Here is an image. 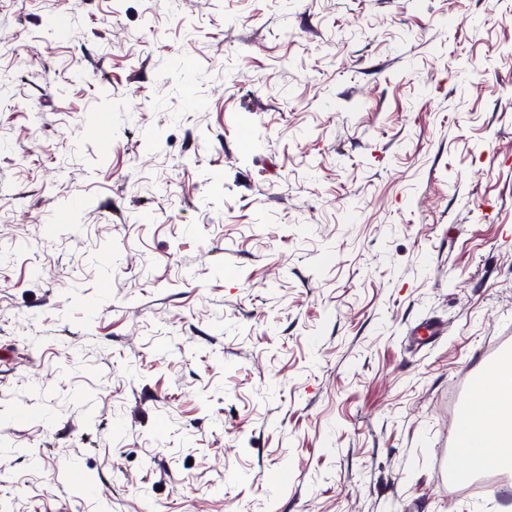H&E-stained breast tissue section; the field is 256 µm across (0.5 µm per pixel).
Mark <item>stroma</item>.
I'll return each mask as SVG.
<instances>
[{
    "instance_id": "1",
    "label": "stroma",
    "mask_w": 512,
    "mask_h": 512,
    "mask_svg": "<svg viewBox=\"0 0 512 512\" xmlns=\"http://www.w3.org/2000/svg\"><path fill=\"white\" fill-rule=\"evenodd\" d=\"M0 76L9 512L512 504V0H0ZM492 410L489 411V405ZM456 444L472 467L512 469V362L490 372L484 390L456 429ZM454 458L451 470L459 468Z\"/></svg>"
}]
</instances>
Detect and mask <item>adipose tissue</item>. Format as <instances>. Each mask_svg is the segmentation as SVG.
<instances>
[{
    "instance_id": "adipose-tissue-1",
    "label": "adipose tissue",
    "mask_w": 512,
    "mask_h": 512,
    "mask_svg": "<svg viewBox=\"0 0 512 512\" xmlns=\"http://www.w3.org/2000/svg\"><path fill=\"white\" fill-rule=\"evenodd\" d=\"M456 444L472 466L512 469V362L490 372L472 409L458 422Z\"/></svg>"
}]
</instances>
